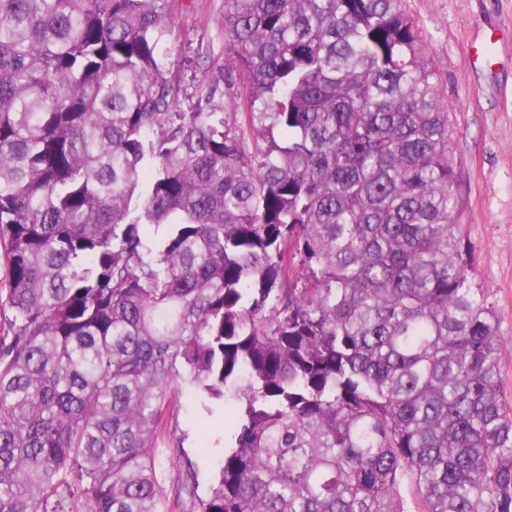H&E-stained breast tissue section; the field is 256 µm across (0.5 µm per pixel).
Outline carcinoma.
Returning <instances> with one entry per match:
<instances>
[{
    "label": "carcinoma",
    "mask_w": 512,
    "mask_h": 512,
    "mask_svg": "<svg viewBox=\"0 0 512 512\" xmlns=\"http://www.w3.org/2000/svg\"><path fill=\"white\" fill-rule=\"evenodd\" d=\"M0 0V512H180V382L241 407L193 512H512L503 347L403 0ZM145 225L163 229L154 240ZM171 25L177 37L174 57L182 45L195 60L189 68L178 72L187 97L196 100V89L202 77L220 74L227 62L224 42V0H176ZM195 65L197 67H195Z\"/></svg>",
    "instance_id": "1"
}]
</instances>
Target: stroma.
<instances>
[{
  "mask_svg": "<svg viewBox=\"0 0 512 512\" xmlns=\"http://www.w3.org/2000/svg\"><path fill=\"white\" fill-rule=\"evenodd\" d=\"M404 6L448 109L462 234L497 314L504 352L499 385L512 404V0H405ZM171 25L195 61L179 72L192 96L202 77L218 74L227 61L224 0H176ZM237 420V410L199 388H176L168 430L194 464L198 496L207 495Z\"/></svg>",
  "mask_w": 512,
  "mask_h": 512,
  "instance_id": "stroma-1",
  "label": "stroma"
}]
</instances>
